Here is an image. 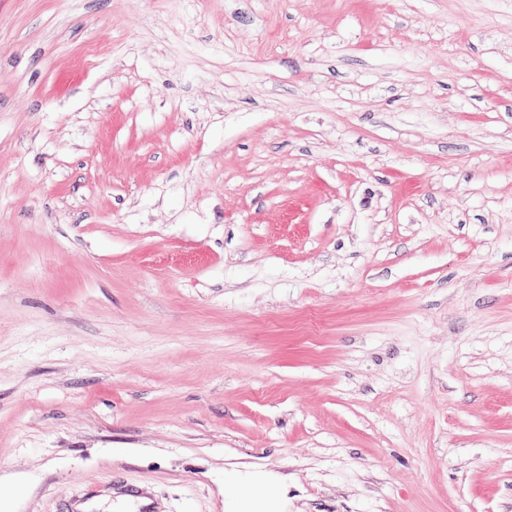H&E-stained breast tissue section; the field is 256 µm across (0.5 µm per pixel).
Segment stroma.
Wrapping results in <instances>:
<instances>
[{
  "instance_id": "35a3bbf8",
  "label": "stroma",
  "mask_w": 512,
  "mask_h": 512,
  "mask_svg": "<svg viewBox=\"0 0 512 512\" xmlns=\"http://www.w3.org/2000/svg\"><path fill=\"white\" fill-rule=\"evenodd\" d=\"M512 512V0H0V512Z\"/></svg>"
}]
</instances>
